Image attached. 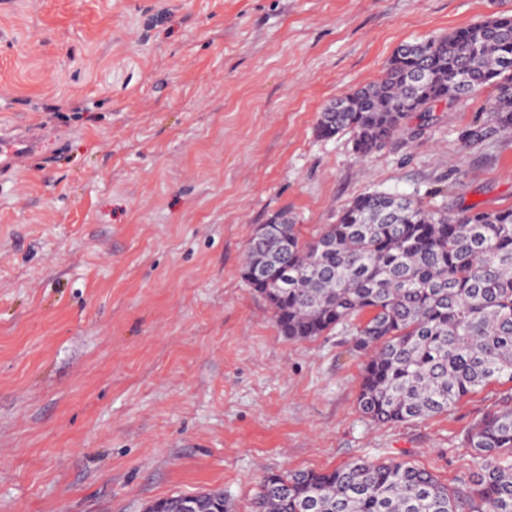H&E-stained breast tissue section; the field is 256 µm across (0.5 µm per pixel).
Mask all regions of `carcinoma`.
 I'll list each match as a JSON object with an SVG mask.
<instances>
[{"label":"carcinoma","mask_w":512,"mask_h":512,"mask_svg":"<svg viewBox=\"0 0 512 512\" xmlns=\"http://www.w3.org/2000/svg\"><path fill=\"white\" fill-rule=\"evenodd\" d=\"M493 84L490 121L512 128V18L493 17L407 43L384 76L320 114L322 138L351 134L365 157L428 112ZM244 278L280 332L310 340L341 326L366 356L357 404L375 425L447 413L493 381L512 382V207L450 215L418 199L372 191L336 222L302 237L284 214L246 244ZM477 472L450 489L405 460L266 474L251 512H512V403L464 435ZM203 512H233L219 491Z\"/></svg>","instance_id":"1"}]
</instances>
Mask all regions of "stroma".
Listing matches in <instances>:
<instances>
[{
	"instance_id": "stroma-1",
	"label": "stroma",
	"mask_w": 512,
	"mask_h": 512,
	"mask_svg": "<svg viewBox=\"0 0 512 512\" xmlns=\"http://www.w3.org/2000/svg\"><path fill=\"white\" fill-rule=\"evenodd\" d=\"M489 16L512 0H0V123L44 133L0 171V512H250L265 473L360 458L470 477L511 382L370 425L348 336H282L241 269L273 216L307 236L375 189L512 206L495 86L365 157L316 133L401 44ZM196 495L201 508L200 511L206 512H231L233 511L232 502L224 496V492L219 491H203L197 493H183L170 497L162 498L153 502V506L166 510V512H174L178 506V500L181 495ZM198 505L194 496H185L179 505L178 512H197Z\"/></svg>"
}]
</instances>
